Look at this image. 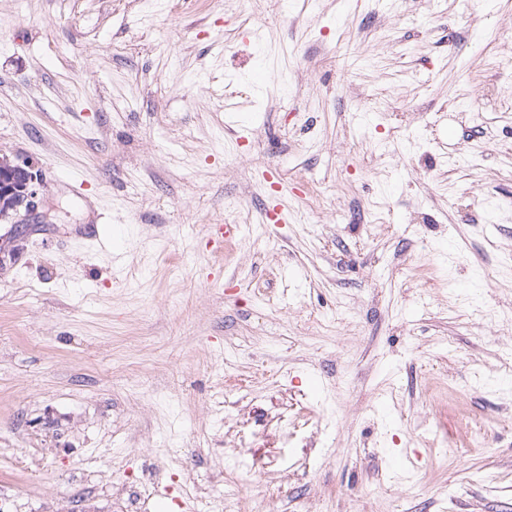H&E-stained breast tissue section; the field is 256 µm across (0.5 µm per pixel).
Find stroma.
I'll return each instance as SVG.
<instances>
[{
  "instance_id": "35a3bbf8",
  "label": "stroma",
  "mask_w": 512,
  "mask_h": 512,
  "mask_svg": "<svg viewBox=\"0 0 512 512\" xmlns=\"http://www.w3.org/2000/svg\"><path fill=\"white\" fill-rule=\"evenodd\" d=\"M509 42L512 0H0V151L41 179L0 512H512Z\"/></svg>"
}]
</instances>
